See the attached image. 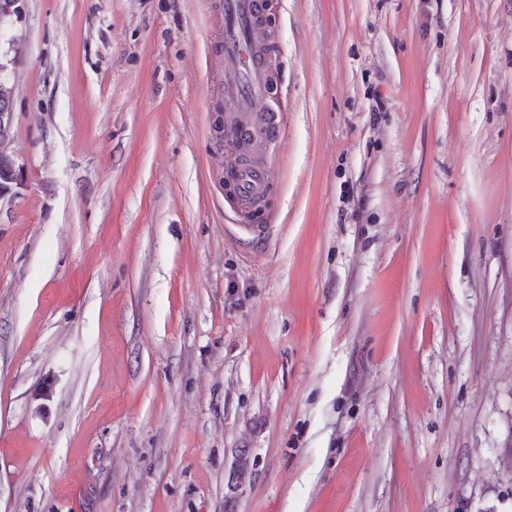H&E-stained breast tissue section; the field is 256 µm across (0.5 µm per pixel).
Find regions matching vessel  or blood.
<instances>
[{"label": "vessel or blood", "mask_w": 512, "mask_h": 512, "mask_svg": "<svg viewBox=\"0 0 512 512\" xmlns=\"http://www.w3.org/2000/svg\"><path fill=\"white\" fill-rule=\"evenodd\" d=\"M262 0H224L223 84L227 109L232 114L229 128L246 153L237 163L234 179L238 205L248 210L265 194L266 146L276 136L281 118L268 111L269 74L265 37L260 25Z\"/></svg>", "instance_id": "b4317fda"}]
</instances>
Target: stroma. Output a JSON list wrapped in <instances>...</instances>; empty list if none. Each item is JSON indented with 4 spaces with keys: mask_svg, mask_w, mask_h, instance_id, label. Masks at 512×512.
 Wrapping results in <instances>:
<instances>
[{
    "mask_svg": "<svg viewBox=\"0 0 512 512\" xmlns=\"http://www.w3.org/2000/svg\"><path fill=\"white\" fill-rule=\"evenodd\" d=\"M272 4L260 238L219 0L0 24V512H512V0ZM11 88L8 87V81L0 78V100L9 98ZM12 123V98L4 99L0 103V163L8 166L12 171L10 180L6 183H0V204L3 201H10L16 197L22 186L20 170L16 167V162L6 151V144L9 139V133Z\"/></svg>",
    "mask_w": 512,
    "mask_h": 512,
    "instance_id": "1",
    "label": "stroma"
}]
</instances>
